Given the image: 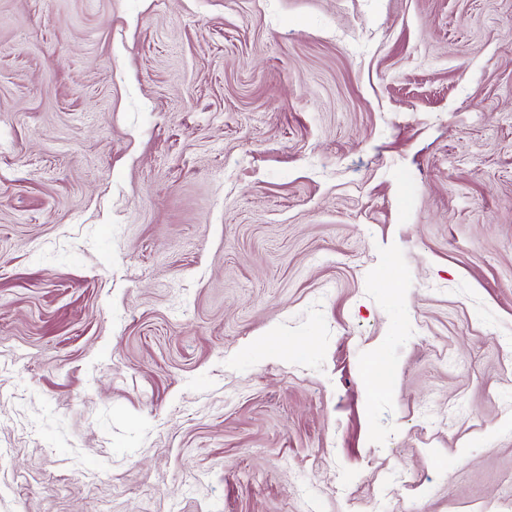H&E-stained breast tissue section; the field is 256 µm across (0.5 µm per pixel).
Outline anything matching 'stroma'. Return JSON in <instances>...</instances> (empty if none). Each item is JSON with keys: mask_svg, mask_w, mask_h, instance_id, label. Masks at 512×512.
Segmentation results:
<instances>
[{"mask_svg": "<svg viewBox=\"0 0 512 512\" xmlns=\"http://www.w3.org/2000/svg\"><path fill=\"white\" fill-rule=\"evenodd\" d=\"M0 512H512V0H0Z\"/></svg>", "mask_w": 512, "mask_h": 512, "instance_id": "35a3bbf8", "label": "stroma"}]
</instances>
